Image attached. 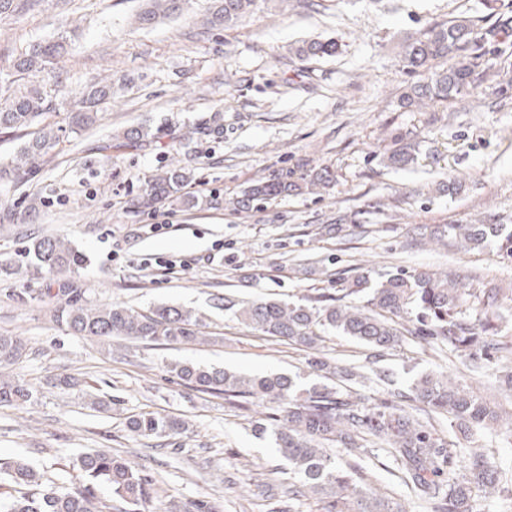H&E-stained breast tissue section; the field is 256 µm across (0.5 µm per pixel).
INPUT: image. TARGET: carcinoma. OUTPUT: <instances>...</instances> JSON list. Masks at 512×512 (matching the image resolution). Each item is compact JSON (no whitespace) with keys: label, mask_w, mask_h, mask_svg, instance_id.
I'll list each match as a JSON object with an SVG mask.
<instances>
[{"label":"carcinoma","mask_w":512,"mask_h":512,"mask_svg":"<svg viewBox=\"0 0 512 512\" xmlns=\"http://www.w3.org/2000/svg\"><path fill=\"white\" fill-rule=\"evenodd\" d=\"M180 0H147L138 14L142 25L179 10ZM254 0H213L206 12L207 28L227 26L250 13ZM495 40V30H483L471 21L455 19L430 26L402 45V61L408 71L421 76L403 96V107L426 101H453L472 94L497 67L496 52L486 44ZM334 40L304 41L294 50L301 61L336 55ZM65 45L59 40L30 45L13 62L16 71L42 72L57 63ZM442 58L453 60L443 71H432ZM112 100V85L92 84L83 92L84 107L68 112L63 123L45 122L49 103L40 88L32 85L19 96L0 103V134L32 130V137L0 167V186L16 188L55 157L61 141L77 135L98 121V110ZM147 133L131 126L98 146L103 158L112 159V148L135 147ZM388 164L404 168L414 161L406 147L387 155ZM190 174L173 167L152 179L139 204L146 208L185 188ZM329 170L323 169L301 185L286 180H259L244 192L240 207L273 199L288 191L328 185ZM430 240L445 239L460 248L475 249L488 241L499 253L512 258V228L505 224H450L429 234ZM26 263L36 273L72 274L84 263L83 255L52 235L35 238L25 251ZM54 317L74 336L100 339L124 337L154 346H187L208 341L202 328L204 316L180 306L162 304L142 310L121 303L90 305L81 291L64 288L55 293ZM501 295L498 288H472L452 270L406 272L398 270L375 277L365 270L353 276L340 275L330 292L313 298V304L282 300L240 301L224 296V312L242 325L278 341L315 347L327 332H339L376 353L393 350L402 336H420L448 345L467 358V367L504 379L512 391V338L501 335ZM28 352L17 335L0 334V368L12 366ZM311 369L339 381L336 386H296L286 375L257 376L206 369L183 362L169 365L184 384L224 398L262 397L285 405L283 423L275 432L279 456L288 466V484L282 490L290 501L307 495L324 501L325 512H403L389 495L364 479H355L331 461L328 445L367 454L385 448L404 472V482L420 492L431 512H474L472 492L477 488L494 494L509 491L496 462L473 448L465 472L457 471L460 450L438 437L420 418L434 412L449 415L455 426L468 432L474 425L512 421L496 406L448 373H429L417 378L408 392L392 394L379 404L364 402L357 390L342 385L354 373L326 359L313 358ZM37 391L28 383L0 373V405H22ZM127 426L143 438L173 437L186 430V423L172 416L151 413L128 417ZM87 481L65 490L43 483L27 461H0V484L14 493L0 499V512H99L95 488L107 486L119 501L114 512H142L161 498L156 480L126 459L104 448H95L79 458Z\"/></svg>","instance_id":"carcinoma-1"}]
</instances>
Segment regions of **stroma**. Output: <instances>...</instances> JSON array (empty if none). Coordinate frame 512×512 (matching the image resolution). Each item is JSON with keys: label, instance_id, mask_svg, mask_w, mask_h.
<instances>
[{"label": "stroma", "instance_id": "1", "mask_svg": "<svg viewBox=\"0 0 512 512\" xmlns=\"http://www.w3.org/2000/svg\"><path fill=\"white\" fill-rule=\"evenodd\" d=\"M209 0H186L177 16L151 27L134 21L138 0H35L0 15V102L26 89L13 68L29 43L64 39L66 51L41 75L52 100L49 121L77 110L85 86L112 83V100L94 127L73 141L25 185L0 188V331L23 336L27 357L12 366L37 391L34 402L0 407V458L26 457L56 487L83 481L78 457L107 448L157 480L178 504L210 500L223 512H261L256 474L280 494L284 476L272 435L276 401L248 399L241 408L223 397L185 386L169 373L174 361L250 375L286 374L304 386L320 382L307 366L328 356L355 374L366 402L408 389L425 372L444 371L489 399L502 400L494 378L470 373L459 352H441L404 337L381 357L392 385L364 379L369 348L328 333L317 347L282 343L240 325L218 309L224 294L298 302L331 287L337 274L455 270L480 288L512 286V259L495 243L464 251L442 244L413 246L415 234L448 224L512 225V86L483 83L473 94L426 109L401 108L416 76L401 61V42L424 28L456 18L489 30L512 17V0H256L252 13L220 29L200 19ZM339 41L336 56L301 61L291 45ZM222 113L219 136L200 134ZM148 130L139 147L100 141L129 126ZM418 141L408 167L387 166L382 155L394 136ZM181 166L193 179L185 191L197 207L163 201L138 208L136 199L155 175ZM326 168L334 175L317 194L291 192L234 212L229 199L257 179L291 180ZM456 179V195L436 191ZM167 223V233L152 225ZM69 240L86 256L74 275L34 274L17 260L35 236ZM222 257L201 263L215 245ZM183 259L167 273L148 258ZM78 288L92 304L125 303L147 309L172 303L208 316L214 342L153 349L124 338L73 336L53 317L49 290ZM64 376L77 386L60 385ZM107 397L112 410L87 405ZM153 412L189 421L172 438L137 439L128 415ZM432 423L460 448H485L512 475V425L500 422L453 432L447 417ZM339 466H355L389 493L403 512H420L392 458L378 450H335Z\"/></svg>", "mask_w": 512, "mask_h": 512}]
</instances>
